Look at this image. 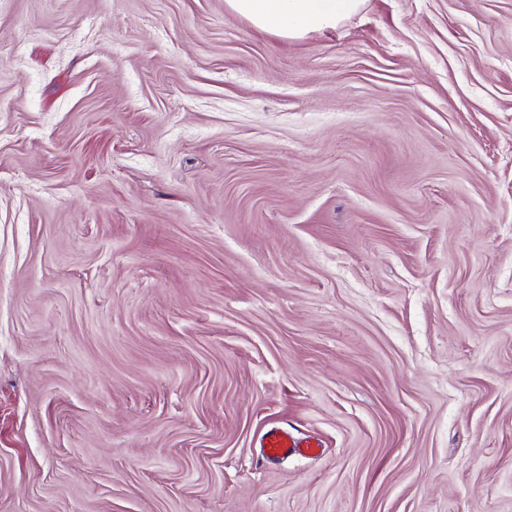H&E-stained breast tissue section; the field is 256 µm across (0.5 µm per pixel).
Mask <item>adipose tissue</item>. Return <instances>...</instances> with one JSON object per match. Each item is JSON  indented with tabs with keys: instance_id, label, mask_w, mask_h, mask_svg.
<instances>
[{
	"instance_id": "1",
	"label": "adipose tissue",
	"mask_w": 512,
	"mask_h": 512,
	"mask_svg": "<svg viewBox=\"0 0 512 512\" xmlns=\"http://www.w3.org/2000/svg\"><path fill=\"white\" fill-rule=\"evenodd\" d=\"M365 0H225L253 27L284 39L327 33L357 14Z\"/></svg>"
}]
</instances>
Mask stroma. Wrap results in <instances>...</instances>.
Segmentation results:
<instances>
[{
	"label": "stroma",
	"instance_id": "35a3bbf8",
	"mask_svg": "<svg viewBox=\"0 0 512 512\" xmlns=\"http://www.w3.org/2000/svg\"><path fill=\"white\" fill-rule=\"evenodd\" d=\"M224 2L0 0V512H512V0ZM365 0H225L253 27L284 39L327 33L364 7ZM321 452L317 440L297 437L284 427L268 429L261 440V455L267 461H280L293 456L314 457Z\"/></svg>",
	"mask_w": 512,
	"mask_h": 512
}]
</instances>
